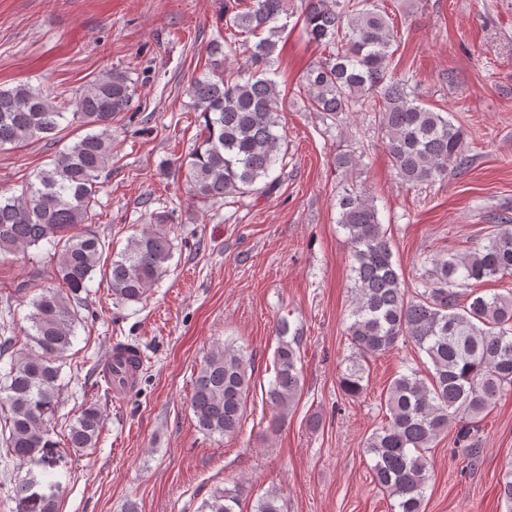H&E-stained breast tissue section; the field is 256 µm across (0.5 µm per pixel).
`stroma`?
Listing matches in <instances>:
<instances>
[{
  "mask_svg": "<svg viewBox=\"0 0 512 512\" xmlns=\"http://www.w3.org/2000/svg\"><path fill=\"white\" fill-rule=\"evenodd\" d=\"M225 0H0V87L27 82L71 105L88 82L129 68L139 96L112 121V162L100 178L92 228L124 246L145 209L173 214L175 249L168 275L145 303L115 304L98 281L60 375L54 438L65 442L82 407L97 405L95 447L64 451L49 479L62 481L59 512H198L218 486L243 482L250 512L277 488L288 512H391L372 477L366 438L384 422L380 398L395 374L428 359L410 345L369 362L365 393L340 387L350 308V247L336 199L365 184L392 238L407 282L422 257L469 252L488 225L512 218V0H378L399 45L395 64L429 108L467 134L460 175L400 186L372 113L340 120L309 111L298 87L320 51L289 19L274 56V79L287 97L282 121L288 158L270 197L204 205L188 197L179 162L203 135L187 87L204 72L206 44L224 28ZM78 125L0 150V193L24 181L83 135ZM339 151L363 152L361 166L336 171ZM50 246L0 259V313L10 312L20 348ZM300 329L304 390L277 434L266 431L262 399L272 377L276 325ZM233 340L255 369L239 436L206 438L189 408L192 379L205 357ZM137 344L145 366L133 390L114 397L101 375L117 342ZM448 428L428 452L424 512H506L499 481L512 468V389L485 413L480 453L470 460Z\"/></svg>",
  "mask_w": 512,
  "mask_h": 512,
  "instance_id": "stroma-1",
  "label": "stroma"
}]
</instances>
